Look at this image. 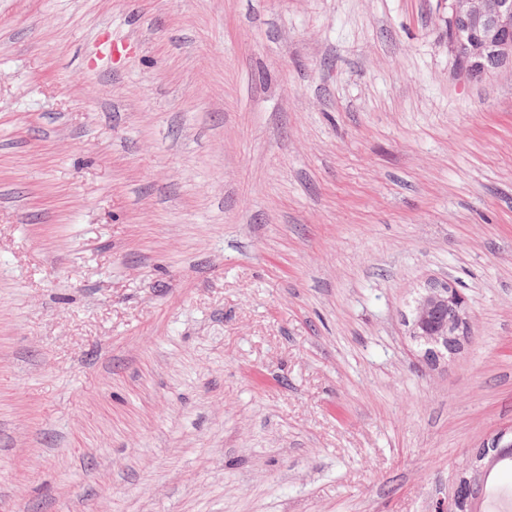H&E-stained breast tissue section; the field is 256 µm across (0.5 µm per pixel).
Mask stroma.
Here are the masks:
<instances>
[{"label":"stroma","instance_id":"stroma-1","mask_svg":"<svg viewBox=\"0 0 512 512\" xmlns=\"http://www.w3.org/2000/svg\"><path fill=\"white\" fill-rule=\"evenodd\" d=\"M510 432L512 73L446 0H0V512H453ZM467 323V305L458 291L449 284L431 285L416 300L410 335L427 346L426 358L435 362L443 350L455 349Z\"/></svg>","mask_w":512,"mask_h":512}]
</instances>
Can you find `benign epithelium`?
Here are the masks:
<instances>
[{
    "label": "benign epithelium",
    "instance_id": "7a95c632",
    "mask_svg": "<svg viewBox=\"0 0 512 512\" xmlns=\"http://www.w3.org/2000/svg\"><path fill=\"white\" fill-rule=\"evenodd\" d=\"M448 47L469 79L512 72V0H448ZM467 323V305L458 291L432 285L416 300L411 336L434 362L455 349Z\"/></svg>",
    "mask_w": 512,
    "mask_h": 512
}]
</instances>
